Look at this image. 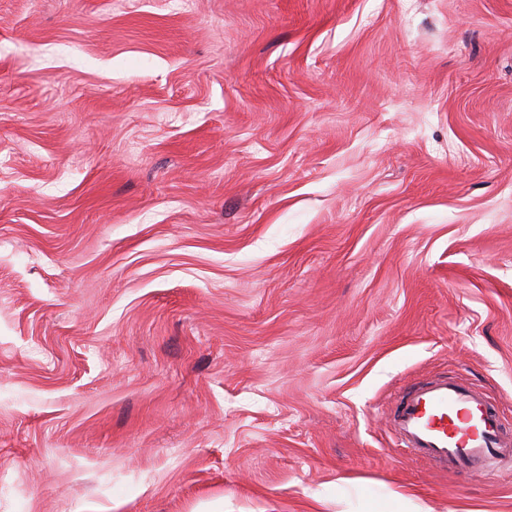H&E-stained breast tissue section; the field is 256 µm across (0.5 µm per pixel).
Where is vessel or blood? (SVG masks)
<instances>
[{
	"mask_svg": "<svg viewBox=\"0 0 512 512\" xmlns=\"http://www.w3.org/2000/svg\"><path fill=\"white\" fill-rule=\"evenodd\" d=\"M393 428L402 448L441 468L493 475L512 443L484 396L458 382L437 379L407 393L396 407Z\"/></svg>",
	"mask_w": 512,
	"mask_h": 512,
	"instance_id": "1",
	"label": "vessel or blood"
}]
</instances>
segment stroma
I'll list each match as a JSON object with an SVG mask.
<instances>
[{"label":"stroma","mask_w":512,"mask_h":512,"mask_svg":"<svg viewBox=\"0 0 512 512\" xmlns=\"http://www.w3.org/2000/svg\"><path fill=\"white\" fill-rule=\"evenodd\" d=\"M512 0H0V512H512ZM393 428L399 445L443 469L495 475L511 458L502 422L484 396L471 387L437 379L407 393L396 407Z\"/></svg>","instance_id":"stroma-1"}]
</instances>
